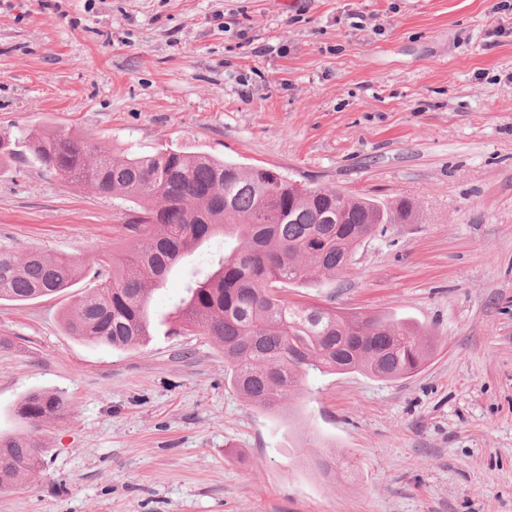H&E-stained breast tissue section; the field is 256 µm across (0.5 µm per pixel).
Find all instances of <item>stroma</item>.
<instances>
[{
  "label": "stroma",
  "mask_w": 512,
  "mask_h": 512,
  "mask_svg": "<svg viewBox=\"0 0 512 512\" xmlns=\"http://www.w3.org/2000/svg\"><path fill=\"white\" fill-rule=\"evenodd\" d=\"M93 132L112 151L206 152L385 203L412 220L347 274L290 299L427 327L432 359L383 381L315 375L313 440L232 386L204 336L174 334L199 248L152 294L126 350L69 335L124 210L33 159L0 160V244L65 255L55 296L0 301V432L60 393L43 464L0 512H512V0H0V141ZM354 474L321 478L319 446Z\"/></svg>",
  "instance_id": "obj_1"
}]
</instances>
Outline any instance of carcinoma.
I'll return each instance as SVG.
<instances>
[{
    "instance_id": "1",
    "label": "carcinoma",
    "mask_w": 512,
    "mask_h": 512,
    "mask_svg": "<svg viewBox=\"0 0 512 512\" xmlns=\"http://www.w3.org/2000/svg\"><path fill=\"white\" fill-rule=\"evenodd\" d=\"M42 167L126 205L128 247L100 251L96 285L63 315L67 332L114 350L151 336L150 293L204 243L232 239L195 271L176 309V332L210 337L224 352L232 385L251 405L294 422L291 400L310 374L360 372L391 381L419 371L433 341L390 314L338 311L294 301L287 284L347 273L361 243L411 217L393 205L336 188L298 183L266 167L244 168L199 152L116 154L95 134L23 133ZM82 276L78 262L0 245V300L27 302L63 291ZM71 414L63 397L31 391L17 416L26 435L0 434V488L41 464L37 432Z\"/></svg>"
}]
</instances>
